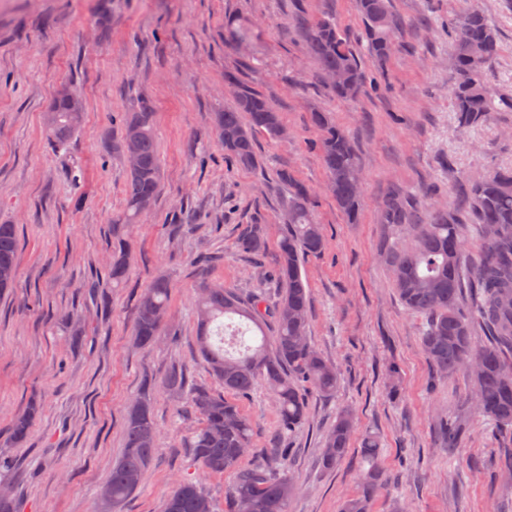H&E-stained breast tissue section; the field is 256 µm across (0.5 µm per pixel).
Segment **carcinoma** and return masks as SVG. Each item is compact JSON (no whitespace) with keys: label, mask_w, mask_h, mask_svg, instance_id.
Masks as SVG:
<instances>
[{"label":"carcinoma","mask_w":512,"mask_h":512,"mask_svg":"<svg viewBox=\"0 0 512 512\" xmlns=\"http://www.w3.org/2000/svg\"><path fill=\"white\" fill-rule=\"evenodd\" d=\"M364 23L368 50L385 59L394 50L398 25L391 0H356ZM309 51L319 62L321 74H336L328 85L339 100L352 102L363 91L366 76L356 52L336 20L324 15L301 25ZM454 77L448 88L458 121L472 126L487 121L493 112L496 93L491 90L488 72L498 54L499 32L481 10H461L448 19ZM235 88V101L214 115L224 158L242 167L257 163L256 135L279 138L283 128L280 113L251 85L236 76L229 77ZM78 96L54 95L43 113L42 124L49 141L58 149L69 147L82 127L83 113L73 111ZM312 123L320 131L319 151L328 173V190L338 208L351 220L361 205V175L357 148L349 134L324 112H314ZM134 145L138 163L127 168L123 186L124 209L112 221L115 243L107 278L119 287L127 275V245L122 229L135 224L156 201L161 190V167L155 130V112L143 102L129 113L112 152L126 157ZM288 189L286 231L277 245L276 264L271 277L280 289L269 303L263 293L243 297L208 279L201 281L194 307L200 356L207 362L223 391L201 384H188L184 370L173 367L166 376L170 390L188 395L190 412L200 427L188 447L205 472L234 474L224 501V512H288L295 484L288 474L266 463L242 465L252 447L251 420L243 413L238 397L245 396L261 381L275 395L278 432L287 438L299 429L307 415L303 387L311 386L325 397L336 394V369L310 343L308 311L310 288L302 276V259L321 253L325 247L322 226L312 215L311 193L291 171L277 173ZM467 205L475 218L480 258L475 268L467 266L465 242L454 215L433 209L428 216L419 211L416 198L393 193L383 202L381 223L412 233V243L399 246L386 241L383 256L392 271L394 288L412 312L425 318L421 346L433 368L449 375L470 370V396L474 410L496 427L512 428V169L490 171L467 180ZM238 249L249 257L264 250V241L250 229L237 241ZM19 239L17 225L0 223V292L13 287L17 277ZM471 285L468 303H463L464 282ZM171 284L165 277L152 280L137 301L134 338L138 345H153L163 331L169 309ZM238 316L251 321L266 336L271 325L273 346L261 343L248 347L237 357L211 342L209 327L220 319ZM484 329L489 341L477 343L475 327ZM35 409L16 416L9 425L16 442L27 440ZM357 422L351 409L336 416L325 437L321 461L326 469L335 468L347 455ZM445 445L458 446L465 429L448 414L439 419ZM125 446L112 466L107 488L112 507L122 505L142 484L154 454L157 439L149 399L141 397L127 412ZM378 436L362 439L361 453L368 469L362 471L358 496L344 501L341 512H369L381 485ZM163 512H216L211 497L191 478L181 480L165 500Z\"/></svg>","instance_id":"1"}]
</instances>
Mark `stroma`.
I'll return each mask as SVG.
<instances>
[{
	"label": "stroma",
	"instance_id": "1",
	"mask_svg": "<svg viewBox=\"0 0 512 512\" xmlns=\"http://www.w3.org/2000/svg\"><path fill=\"white\" fill-rule=\"evenodd\" d=\"M500 31L488 80L512 94V0H477ZM461 0H392L400 21L398 53L381 63L361 40L355 0H0V222L19 237L14 288L0 296V456L23 470L13 494L20 512H98V496L124 447V419L148 393L158 438L141 487L119 512H163L176 482L201 484L223 506L231 475H210L187 442L200 425L182 414L185 396L162 385L173 364L190 382L215 386L196 345L197 256H219L210 276L241 295L265 290L288 192L280 169L311 190L324 250L307 257L309 336L340 377L332 398L306 389L307 418L286 440L281 466L296 485L289 512H340L360 492L362 434L381 440L386 487L371 512H512V481L494 478L512 453V431L494 432L465 406L469 377L436 376L421 348L424 322L399 300L382 257L383 200L402 189L457 215L470 256L474 218L463 204L468 177L512 167V112L460 127L448 95L452 58L442 24ZM331 14L364 72L387 74L386 89L356 102L336 99L299 35L303 19ZM252 27L257 44L250 83L281 112L284 140L258 136V166L224 159L214 113L230 104L227 72L243 55L224 28ZM83 99V127L67 149L46 138L42 115L58 86ZM151 103L162 190L140 223L127 228L128 272L113 287L112 220L122 210L125 161L113 155L126 112ZM330 113L359 150L363 174L358 223H348L326 189L312 110ZM192 225L175 237L172 225ZM264 240L252 263L236 248L247 225ZM158 275L172 294L160 340H134L139 296ZM79 329L78 337L64 326ZM39 414L28 441L14 445L12 418L30 404ZM253 423L250 461L270 453L278 416L264 384L239 400ZM359 434L335 469L320 465L323 439L344 408ZM455 413L466 429L448 448L436 422Z\"/></svg>",
	"mask_w": 512,
	"mask_h": 512
}]
</instances>
